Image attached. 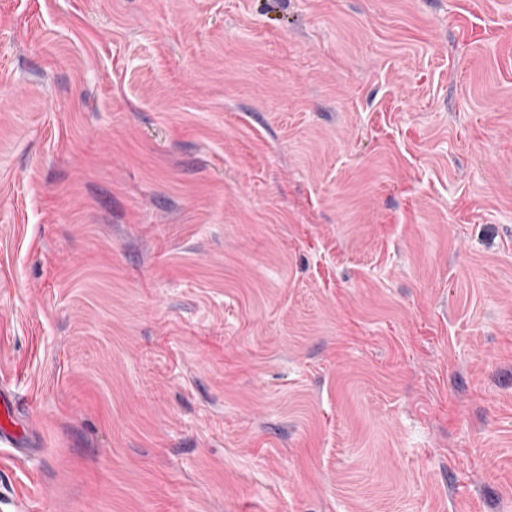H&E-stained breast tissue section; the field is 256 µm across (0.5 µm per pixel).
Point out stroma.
<instances>
[{"instance_id":"35a3bbf8","label":"stroma","mask_w":512,"mask_h":512,"mask_svg":"<svg viewBox=\"0 0 512 512\" xmlns=\"http://www.w3.org/2000/svg\"><path fill=\"white\" fill-rule=\"evenodd\" d=\"M0 512H512V0H0ZM20 406V401L14 397L0 394V444L6 443L15 448L19 453H23L27 448L24 441V433L20 427H17L13 414L16 408Z\"/></svg>"}]
</instances>
